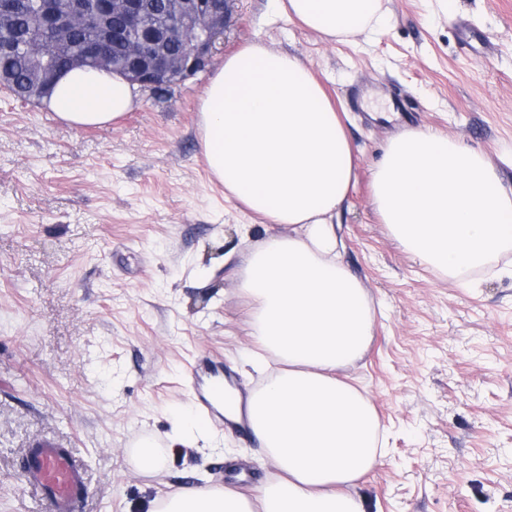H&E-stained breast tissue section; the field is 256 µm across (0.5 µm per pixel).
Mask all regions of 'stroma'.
<instances>
[{"mask_svg": "<svg viewBox=\"0 0 512 512\" xmlns=\"http://www.w3.org/2000/svg\"><path fill=\"white\" fill-rule=\"evenodd\" d=\"M380 32L328 40L235 0L214 64L259 43L300 57L353 147L354 186L336 217L343 262L373 300L374 338L346 374L368 392L384 453L357 483L366 512H512V249L451 278L407 250L372 205V171L399 125L389 101L483 153L512 189V0H381ZM487 35L472 48L464 29ZM212 75L140 92L100 127H72L0 92V512H54L21 480L33 441L87 465L76 512H148L207 484L254 494L272 469L252 432L217 422L210 445L172 446L199 414L190 369L217 355L240 390L254 346L236 270L267 233L225 199L199 147ZM253 225L249 239L239 227ZM159 440L162 469L133 453Z\"/></svg>", "mask_w": 512, "mask_h": 512, "instance_id": "1", "label": "stroma"}]
</instances>
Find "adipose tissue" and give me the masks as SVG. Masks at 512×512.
Masks as SVG:
<instances>
[{"label": "adipose tissue", "mask_w": 512, "mask_h": 512, "mask_svg": "<svg viewBox=\"0 0 512 512\" xmlns=\"http://www.w3.org/2000/svg\"><path fill=\"white\" fill-rule=\"evenodd\" d=\"M286 11L326 38L383 26L380 0H286ZM139 103L135 85L82 68L48 102L73 126L116 121ZM200 149L226 199L291 226L252 249L238 270L256 349L281 364L249 396V425L274 468L254 496L190 488L150 512H364L354 484L378 460L370 400L339 376L373 339L365 288L342 261L334 220L353 184L341 118L297 57L253 44L227 56L199 105Z\"/></svg>", "instance_id": "ef3b65f1"}]
</instances>
